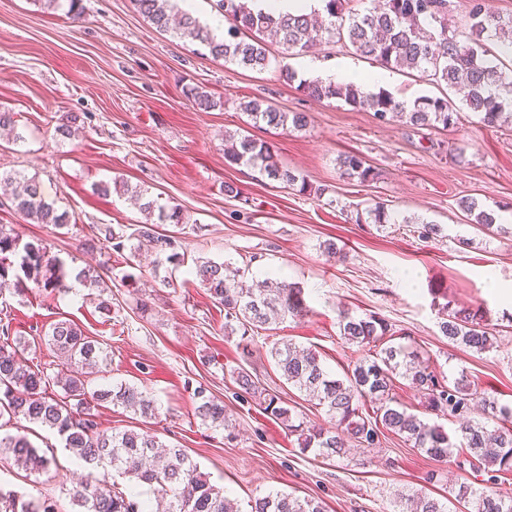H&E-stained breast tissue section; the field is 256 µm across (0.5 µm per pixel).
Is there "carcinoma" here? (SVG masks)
Wrapping results in <instances>:
<instances>
[{
  "label": "carcinoma",
  "instance_id": "obj_1",
  "mask_svg": "<svg viewBox=\"0 0 512 512\" xmlns=\"http://www.w3.org/2000/svg\"><path fill=\"white\" fill-rule=\"evenodd\" d=\"M178 0H135L140 12L157 28L191 39L215 58L245 68L263 69L268 65L264 35L273 34L287 52H307L323 42L345 41L359 55L395 70L416 71L443 83L450 96L422 98L411 104L395 100L385 90H367L356 84L332 85L315 80H297L285 71L289 82L314 99H340L355 108L369 109L381 121L403 118L415 127H452L458 119L457 104L481 115L484 124L495 126L503 117H512V70H504L488 58L485 37L495 36L512 45V14H491L484 0H470L466 27L448 26V0H379L365 6V0H322L328 21L319 22L306 13L275 15L252 8L250 0H212L214 9L231 20L219 37L190 13L181 10ZM256 123L273 128L307 125L302 112H281L263 101L252 99L240 104ZM227 165L245 164L267 178L298 187L302 194L320 197L324 189H312L295 171L282 165L275 146L247 135L224 136ZM345 175L362 182L372 178V170L361 157L344 154L339 158ZM0 182L12 186L11 208L35 224H51L63 229L70 224L66 211L42 197L35 178L0 172ZM146 215L139 226L138 245H126L112 233V227L98 228L105 246L121 254L130 250L136 256L147 242L166 261L179 265L177 237L156 230L158 224H180L178 207L146 196L141 190L122 185ZM463 211L474 216V223L496 224L493 211L478 208L477 200L459 202ZM196 274L215 302L224 307V330L232 334L269 330L288 317L308 314L302 288L285 281L266 278L256 288L239 285L244 271L210 259L196 260ZM68 272L64 263L47 255L42 241L19 246L18 236L0 225V280L13 282L21 293L32 282L39 288L67 289ZM83 285L98 291V308L111 312V298L104 297L109 285L96 269L77 274ZM442 334L454 345L476 353L494 348L488 331L487 313L481 309L455 310L443 306ZM340 336L346 343L367 349L343 379L333 378L322 366L319 354L310 347L276 343L270 350L280 377L303 392L309 401L323 409L326 420L318 426L294 424L290 408L276 395L266 394L263 410L268 418L288 427L297 436L298 447L332 460L346 455V439L361 448H380L389 434L436 461L448 459L449 450L466 448L457 467L482 478L484 487L466 482L451 490L463 512H512V494L501 485L512 476V407L500 406L488 398L478 383L465 374L449 380L431 367L415 348L393 343L391 325L369 314L340 315ZM9 315L0 318V418L6 416L41 424L57 432L64 447L88 469L84 481L72 488V501L79 512H150L149 501L118 483H108V475L95 476L94 470L110 466L121 477L146 484L153 495L166 501V512H240L225 492L210 484L185 449L157 441L148 430L125 429L111 434L98 429L93 404L111 403L143 417L156 414L155 402L137 386L120 382L93 391L87 377L102 359V348L70 321H58L43 331L44 340L67 358L69 374L60 380L62 395L46 393L51 376L40 364L19 354L22 338L10 335ZM409 382L434 414L457 424L454 435L441 426L431 425L397 401L398 379ZM234 380L245 394L258 391L249 371L238 368ZM197 415L204 422L224 425V402L205 391L198 392ZM29 472L49 469L52 459L40 452L25 434L0 435V458ZM399 512H447V506L426 493L399 490ZM0 512H57L54 504L35 507L14 490L0 488ZM250 512H325L319 498H299L282 491H270L251 504Z\"/></svg>",
  "mask_w": 512,
  "mask_h": 512
}]
</instances>
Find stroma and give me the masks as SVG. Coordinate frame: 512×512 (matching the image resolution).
Masks as SVG:
<instances>
[{"label": "stroma", "mask_w": 512, "mask_h": 512, "mask_svg": "<svg viewBox=\"0 0 512 512\" xmlns=\"http://www.w3.org/2000/svg\"><path fill=\"white\" fill-rule=\"evenodd\" d=\"M268 51L260 71L198 54L191 40L157 30L134 0H79L75 15L43 0H0V112L13 113L23 136L0 138V171L36 178L46 200L71 217L63 229L35 224L0 196V225L20 241L43 240L71 273L60 292L32 286L1 293L0 309L12 319V335L25 340L23 356L49 375L63 368L41 339L49 324L73 321L102 343L108 361L91 387L135 384L159 410L146 419L98 406L99 429H151L184 448L243 510L271 490L322 499L327 512H395L400 488L447 500L459 474L457 455L437 462L396 435L384 447L331 461L300 453L295 436L266 416L261 395L243 393L232 373L248 369L298 417L323 422L320 408L283 383L269 351L282 340L314 348L328 373L343 377L364 355L340 336L346 309L384 318L397 342L417 348L447 376L467 371L512 407V237L471 224L459 206L460 198L472 197L495 213H512V125L486 126L467 109L445 130L385 125L342 100L307 96L282 78L287 70L301 72V55L276 44ZM393 77L388 91L401 102L447 94L445 85L417 74ZM196 89L216 107L199 109ZM253 98L306 113L309 123L301 130L254 126L240 108ZM70 118L77 131L61 137L56 128ZM228 133L274 143L280 163L325 196L227 166ZM344 153L359 154L374 179L343 175ZM116 181L181 209L184 223L158 231L181 239L182 265L161 255H120L98 242L99 225L128 236L145 222L129 196L113 190ZM378 205L394 223H356L357 211ZM422 220L437 224L438 233L419 236ZM328 240L338 255L324 250ZM199 257L244 269L248 282L269 275L299 285L308 316L245 338L225 333L223 307L193 273ZM89 266L112 279L111 314L98 311L95 290L74 278ZM445 305L486 311L493 350L450 345L438 325ZM201 390L223 400L232 429L197 416ZM26 432L56 464L35 474L0 463V488L73 512L69 491L86 469L55 431L30 423Z\"/></svg>", "instance_id": "stroma-1"}]
</instances>
